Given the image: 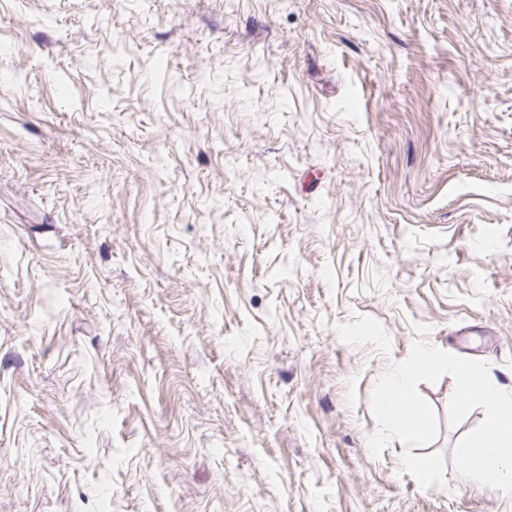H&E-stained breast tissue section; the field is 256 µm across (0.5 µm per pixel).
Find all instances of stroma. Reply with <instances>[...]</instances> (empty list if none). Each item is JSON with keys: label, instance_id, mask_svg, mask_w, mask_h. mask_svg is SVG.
Wrapping results in <instances>:
<instances>
[{"label": "stroma", "instance_id": "35a3bbf8", "mask_svg": "<svg viewBox=\"0 0 512 512\" xmlns=\"http://www.w3.org/2000/svg\"><path fill=\"white\" fill-rule=\"evenodd\" d=\"M418 323L512 386V0H0V512H505Z\"/></svg>", "mask_w": 512, "mask_h": 512}]
</instances>
